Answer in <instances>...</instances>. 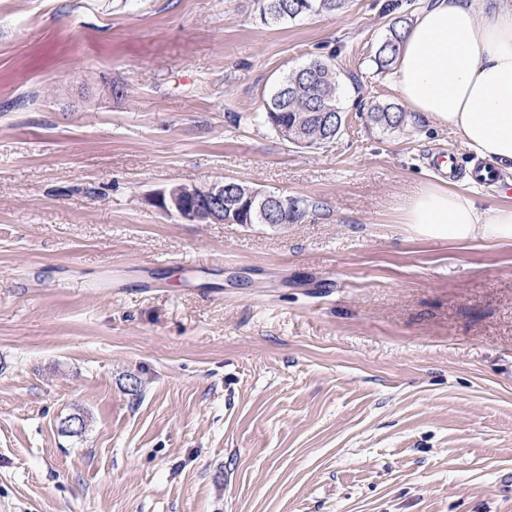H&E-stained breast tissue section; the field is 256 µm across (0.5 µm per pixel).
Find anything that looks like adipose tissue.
<instances>
[{
  "instance_id": "adipose-tissue-1",
  "label": "adipose tissue",
  "mask_w": 512,
  "mask_h": 512,
  "mask_svg": "<svg viewBox=\"0 0 512 512\" xmlns=\"http://www.w3.org/2000/svg\"><path fill=\"white\" fill-rule=\"evenodd\" d=\"M393 78L413 111L459 133L479 158L512 164V0H428L404 33ZM403 221L451 238L481 224L512 236V205L486 210L465 191L425 183Z\"/></svg>"
}]
</instances>
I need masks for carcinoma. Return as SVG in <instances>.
<instances>
[{
  "label": "carcinoma",
  "instance_id": "carcinoma-1",
  "mask_svg": "<svg viewBox=\"0 0 512 512\" xmlns=\"http://www.w3.org/2000/svg\"><path fill=\"white\" fill-rule=\"evenodd\" d=\"M261 19L283 21L322 12L341 11L346 0H256ZM397 17L389 25V35L379 46L374 62L376 72L384 74L396 61L403 33ZM340 79L336 70L320 58L292 69L277 79L272 94L263 103L262 119L278 137L292 146L312 148L335 140L344 123V112L337 103ZM322 112L335 116L327 122ZM370 120L381 128L404 126L405 113L394 104L370 102ZM241 224H294L301 219L293 208L254 206L249 214L238 216Z\"/></svg>",
  "mask_w": 512,
  "mask_h": 512
}]
</instances>
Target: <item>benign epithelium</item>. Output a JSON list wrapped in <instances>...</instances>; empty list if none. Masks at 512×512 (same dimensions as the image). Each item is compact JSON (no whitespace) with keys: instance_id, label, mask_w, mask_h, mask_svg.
<instances>
[{"instance_id":"1","label":"benign epithelium","mask_w":512,"mask_h":512,"mask_svg":"<svg viewBox=\"0 0 512 512\" xmlns=\"http://www.w3.org/2000/svg\"><path fill=\"white\" fill-rule=\"evenodd\" d=\"M155 205L165 212L175 211L182 219L198 222L206 216L214 222L233 221L225 217L227 211L234 213L244 210L243 202L230 194V188L223 184H210L190 192L177 185L156 193Z\"/></svg>"}]
</instances>
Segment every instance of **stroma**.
Listing matches in <instances>:
<instances>
[{
    "mask_svg": "<svg viewBox=\"0 0 512 512\" xmlns=\"http://www.w3.org/2000/svg\"><path fill=\"white\" fill-rule=\"evenodd\" d=\"M390 3L0 0V512H512V238L400 221L427 182L512 205V171L370 121ZM314 58L346 123L298 149L253 116ZM224 180L308 213L151 202ZM261 19L283 21L322 12L341 11L346 0H256ZM232 183V187L237 191L244 194L246 191H255L256 189H253L252 187L248 185H244L242 183H238L235 181H224V184ZM257 196H259L261 199L259 201V206L262 207L263 205H268L271 203H282V199L278 196V194L274 193H267L262 191H255L251 197L250 202L254 204V202L257 199ZM288 208L285 207H279V206H269L263 208L261 211L259 209V206L256 204L248 215L243 214L242 216L238 214V221L240 224H280L284 221V219H287L288 217V223L294 224L297 223L303 215L297 214L293 208H292V201L288 202Z\"/></svg>",
    "mask_w": 512,
    "mask_h": 512,
    "instance_id": "obj_1",
    "label": "stroma"
}]
</instances>
